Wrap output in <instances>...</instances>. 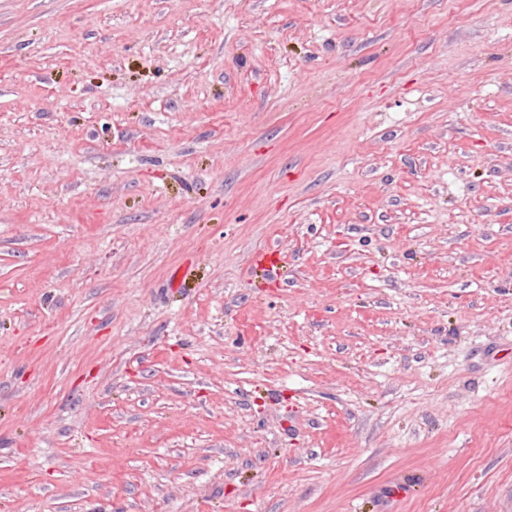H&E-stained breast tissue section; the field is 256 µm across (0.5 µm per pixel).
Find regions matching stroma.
<instances>
[{
  "label": "stroma",
  "instance_id": "stroma-1",
  "mask_svg": "<svg viewBox=\"0 0 512 512\" xmlns=\"http://www.w3.org/2000/svg\"><path fill=\"white\" fill-rule=\"evenodd\" d=\"M0 512H512V0H0Z\"/></svg>",
  "mask_w": 512,
  "mask_h": 512
}]
</instances>
